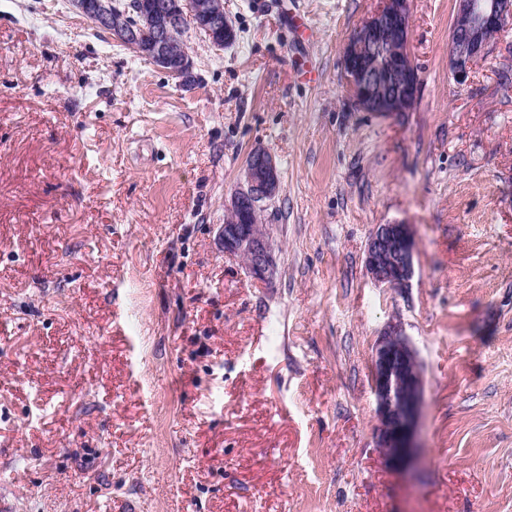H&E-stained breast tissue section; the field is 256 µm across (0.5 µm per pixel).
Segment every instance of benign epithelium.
<instances>
[{
    "label": "benign epithelium",
    "mask_w": 512,
    "mask_h": 512,
    "mask_svg": "<svg viewBox=\"0 0 512 512\" xmlns=\"http://www.w3.org/2000/svg\"><path fill=\"white\" fill-rule=\"evenodd\" d=\"M450 33L448 66L465 82L475 62L488 57L490 44L512 21V0H457ZM74 10L108 32L136 55L170 77L184 81L194 62L178 36L183 20L204 33L215 50L232 40L223 0H180L171 10L159 3L141 11L143 24L128 23L114 0H71ZM410 0H380L378 9L354 31L344 48L343 73L352 101L364 112H406L417 102L420 82L411 62ZM280 173L272 156L252 150L243 178L232 192L218 241L224 253L241 258L249 273L267 281L276 272L275 247L265 224L264 203L277 193ZM414 238L408 224H378L366 246L365 265L374 280L407 288L414 275ZM423 379L415 351L398 324L388 326L372 356V389L380 422L376 445L389 458L414 461Z\"/></svg>",
    "instance_id": "obj_1"
}]
</instances>
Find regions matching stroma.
<instances>
[{
    "instance_id": "1",
    "label": "stroma",
    "mask_w": 512,
    "mask_h": 512,
    "mask_svg": "<svg viewBox=\"0 0 512 512\" xmlns=\"http://www.w3.org/2000/svg\"><path fill=\"white\" fill-rule=\"evenodd\" d=\"M377 6L224 0L237 40L188 32L182 84L69 0H0V512H512V24L460 85L456 0H412L420 96L384 116L342 66ZM256 148L267 281L217 239ZM397 223L407 288L365 267ZM394 322L409 467L375 446ZM414 246L410 225L377 224L366 246L368 273L388 287H409L414 275ZM423 379L415 351L399 324L384 332L372 356V389L380 422L376 445L389 458L414 461Z\"/></svg>"
}]
</instances>
